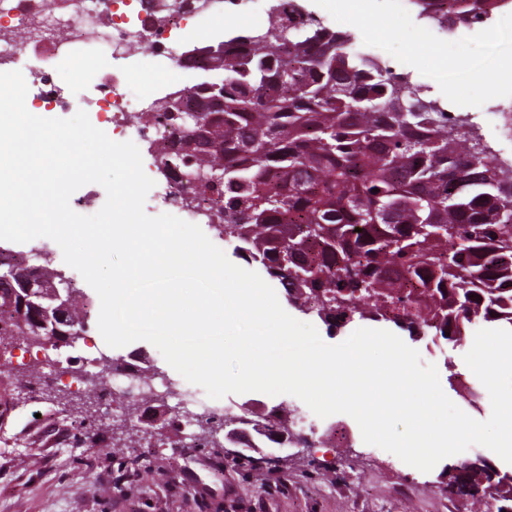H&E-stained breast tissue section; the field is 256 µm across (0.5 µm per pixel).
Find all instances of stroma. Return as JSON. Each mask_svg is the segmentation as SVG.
I'll list each match as a JSON object with an SVG mask.
<instances>
[{
    "label": "stroma",
    "instance_id": "35a3bbf8",
    "mask_svg": "<svg viewBox=\"0 0 512 512\" xmlns=\"http://www.w3.org/2000/svg\"><path fill=\"white\" fill-rule=\"evenodd\" d=\"M502 27L503 34H480L463 46L449 31L432 43L408 17L387 13L355 35H377L384 51L428 85L429 98L457 119L482 125L489 142L501 146L505 140L496 120L480 107L512 106V80L497 77L498 71L512 70V14ZM75 286L85 332L67 355L105 354L122 363L144 358L159 382L176 385L209 411L245 404L281 408L286 422L307 415L317 428L314 446L271 468L245 464L229 459L223 448L193 447L189 429L174 433L164 424H148L158 409L154 401L134 411L125 430L113 431L107 423L91 438L71 437L56 404L42 392L22 390L23 382L44 377L47 365L43 350L28 349L13 336L0 351V512H495L490 499L451 496L440 468L423 472L365 443L349 415L319 418L288 394L231 393L213 399L151 343L109 347L98 330L97 293L80 277ZM473 341L469 335L457 346L428 338L413 344L422 364L436 366L444 393L458 405L462 382L475 379L464 361Z\"/></svg>",
    "mask_w": 512,
    "mask_h": 512
}]
</instances>
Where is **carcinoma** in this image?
Returning <instances> with one entry per match:
<instances>
[{"label": "carcinoma", "mask_w": 512, "mask_h": 512, "mask_svg": "<svg viewBox=\"0 0 512 512\" xmlns=\"http://www.w3.org/2000/svg\"><path fill=\"white\" fill-rule=\"evenodd\" d=\"M413 3L421 17L448 11L464 22L512 0ZM185 60L224 78L197 88L182 112L159 102L167 145L150 150L153 165L294 307L329 330L358 317L414 340L459 344L480 322L512 330V169L470 133L453 132L457 123L423 85L359 51L348 31L288 24L277 4L264 31L228 34ZM200 107L210 121L191 144L186 115ZM214 169L224 180L203 177ZM37 270L72 287L60 271ZM4 290L0 280V336H25ZM98 365L71 419L86 435L102 425L95 403L117 361L102 355ZM215 421L217 446L233 421L213 412L205 423ZM443 475L452 495L512 508V470L473 458Z\"/></svg>", "instance_id": "cac0c4a2"}]
</instances>
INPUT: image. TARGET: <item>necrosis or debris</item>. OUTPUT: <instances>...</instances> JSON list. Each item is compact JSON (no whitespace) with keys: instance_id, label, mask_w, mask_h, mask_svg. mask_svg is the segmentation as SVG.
<instances>
[{"instance_id":"1","label":"necrosis or debris","mask_w":512,"mask_h":512,"mask_svg":"<svg viewBox=\"0 0 512 512\" xmlns=\"http://www.w3.org/2000/svg\"><path fill=\"white\" fill-rule=\"evenodd\" d=\"M200 16L192 6L172 11L170 0H0V65L14 62L19 53H32L38 65L26 107L52 111L72 101L57 83L60 59L75 60L94 72L102 58L112 59L111 73L100 75L97 94L89 103L91 118L137 147L156 148V102L191 94L196 87L165 70L195 45L186 30ZM137 43L149 45L156 69L164 73L149 91L138 94L131 91L121 66L132 59Z\"/></svg>"}]
</instances>
